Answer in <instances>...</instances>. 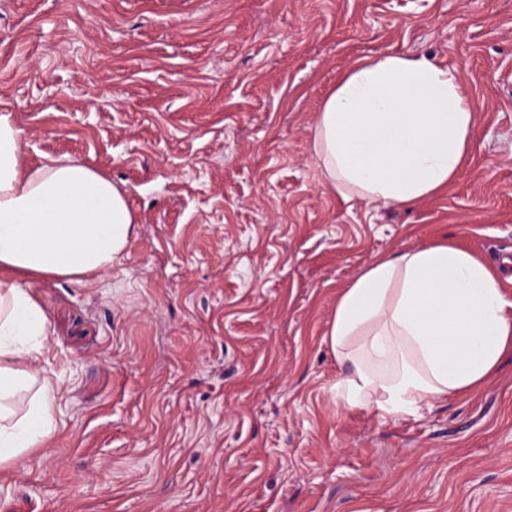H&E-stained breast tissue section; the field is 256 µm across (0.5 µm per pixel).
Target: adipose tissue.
I'll return each instance as SVG.
<instances>
[{
    "label": "adipose tissue",
    "mask_w": 512,
    "mask_h": 512,
    "mask_svg": "<svg viewBox=\"0 0 512 512\" xmlns=\"http://www.w3.org/2000/svg\"><path fill=\"white\" fill-rule=\"evenodd\" d=\"M475 122L457 69L364 57L324 98L312 153L340 197L410 207L456 181ZM22 141L0 113V464L14 467L56 431L55 387L31 371L51 328L29 280L100 272L136 227L110 179L66 158L24 167ZM511 304L498 270L464 249L378 257L339 289L323 337L344 367L337 399L401 420L479 391L512 352Z\"/></svg>",
    "instance_id": "obj_1"
}]
</instances>
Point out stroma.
Segmentation results:
<instances>
[{
  "label": "stroma",
  "instance_id": "35a3bbf8",
  "mask_svg": "<svg viewBox=\"0 0 512 512\" xmlns=\"http://www.w3.org/2000/svg\"><path fill=\"white\" fill-rule=\"evenodd\" d=\"M458 69L477 114L444 192L339 197L311 151L355 60ZM23 163L87 165L134 237L30 280L57 430L0 467V512H512V354L404 420L346 408L322 342L379 255L512 258V0H0V113Z\"/></svg>",
  "mask_w": 512,
  "mask_h": 512
}]
</instances>
